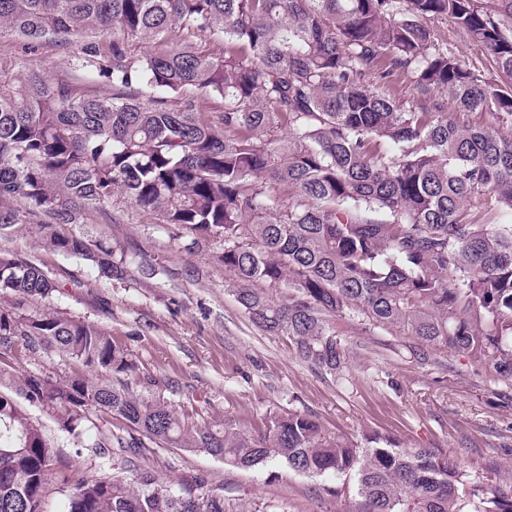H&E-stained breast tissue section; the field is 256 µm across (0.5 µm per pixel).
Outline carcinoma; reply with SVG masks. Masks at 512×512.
<instances>
[{
	"label": "carcinoma",
	"instance_id": "obj_1",
	"mask_svg": "<svg viewBox=\"0 0 512 512\" xmlns=\"http://www.w3.org/2000/svg\"><path fill=\"white\" fill-rule=\"evenodd\" d=\"M442 24L499 79L448 53ZM91 31L112 38L80 48L104 95L38 67L0 77V238L25 230L122 279L134 247L68 229L93 213L116 223L122 195L184 250L218 245L249 319L305 363L341 374L332 321L349 317L401 337L420 365L446 350L512 380V0H0V37L32 48ZM212 97L223 105L204 106ZM63 288L0 250V512H43L52 481L71 490L67 512H224L205 477L160 480L155 445L336 477L344 512H512V488L441 448L301 412L256 436L189 423L118 377L133 363L106 328L32 307ZM21 348L77 369L23 373ZM32 416L35 420L42 423L46 434L54 441L57 448L63 449V451L70 456L72 460L86 468L87 475H94L95 468L91 465V460L88 458L87 452L84 451L81 457H77L75 454V447L71 443L69 437L66 434L57 430L55 424L42 412L37 409H32Z\"/></svg>",
	"mask_w": 512,
	"mask_h": 512
}]
</instances>
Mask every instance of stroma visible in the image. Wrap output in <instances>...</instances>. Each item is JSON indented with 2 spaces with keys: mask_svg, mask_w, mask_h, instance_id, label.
<instances>
[{
  "mask_svg": "<svg viewBox=\"0 0 512 512\" xmlns=\"http://www.w3.org/2000/svg\"><path fill=\"white\" fill-rule=\"evenodd\" d=\"M26 63L68 74L89 95L103 89L97 71L81 66L77 49L45 42L29 51L23 42L0 40V74L21 77ZM118 211L119 223L94 214L81 232L116 247L134 246L155 265V275L133 267L124 279L108 278L88 262L43 250L24 231L0 239V249L23 254L66 281L50 306L111 330L136 366L126 375L132 388L173 405L188 421L228 418L253 433L270 415L310 411L345 433L376 430L404 447L443 448L494 484L512 486V383L494 381L444 352L418 364L406 358L398 337L366 333L346 319L335 327L348 348L349 368L339 378L325 374L299 360L288 337L250 321L212 249L178 250L165 224L126 204ZM148 376L170 385L141 388ZM148 464L165 480L206 476L223 495L226 512L242 504L250 512L337 508L328 493L336 478L311 479L279 463L232 468L203 452L162 447Z\"/></svg>",
  "mask_w": 512,
  "mask_h": 512,
  "instance_id": "1",
  "label": "stroma"
}]
</instances>
